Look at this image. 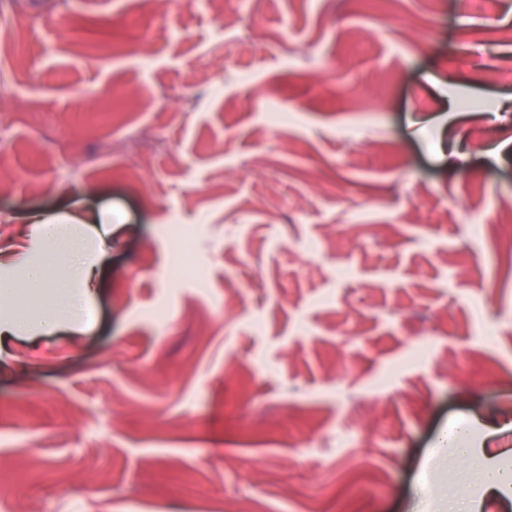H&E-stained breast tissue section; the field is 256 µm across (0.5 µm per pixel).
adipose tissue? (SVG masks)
Instances as JSON below:
<instances>
[{"label":"adipose tissue","mask_w":512,"mask_h":512,"mask_svg":"<svg viewBox=\"0 0 512 512\" xmlns=\"http://www.w3.org/2000/svg\"><path fill=\"white\" fill-rule=\"evenodd\" d=\"M42 257L23 261L22 275L0 276V325L50 324L71 315L81 304L89 281L86 247L70 223L52 215L39 218Z\"/></svg>","instance_id":"ef3b65f1"}]
</instances>
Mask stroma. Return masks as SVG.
<instances>
[{
	"instance_id": "stroma-1",
	"label": "stroma",
	"mask_w": 512,
	"mask_h": 512,
	"mask_svg": "<svg viewBox=\"0 0 512 512\" xmlns=\"http://www.w3.org/2000/svg\"><path fill=\"white\" fill-rule=\"evenodd\" d=\"M0 163V248L102 257L0 348V512H512V0H0ZM479 480L486 492H496L511 487L512 472L497 466H485L479 473Z\"/></svg>"
}]
</instances>
